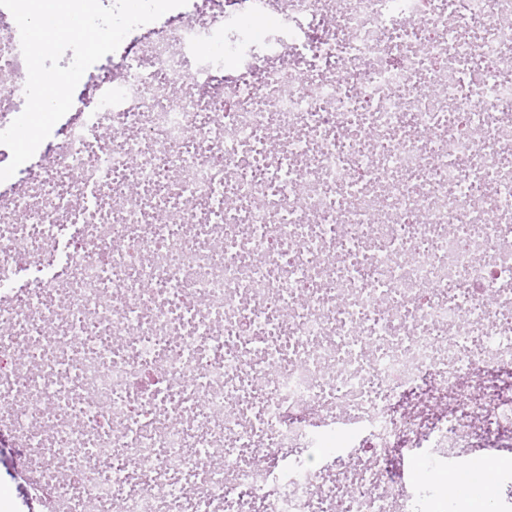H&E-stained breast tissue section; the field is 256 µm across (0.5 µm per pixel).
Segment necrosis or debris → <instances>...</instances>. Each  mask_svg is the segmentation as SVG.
Segmentation results:
<instances>
[{"label":"necrosis or debris","mask_w":512,"mask_h":512,"mask_svg":"<svg viewBox=\"0 0 512 512\" xmlns=\"http://www.w3.org/2000/svg\"><path fill=\"white\" fill-rule=\"evenodd\" d=\"M176 16L61 127L47 182L0 208L2 276L82 189L124 197L85 215L62 291L0 308V352L26 361L0 375V417L64 512H394L390 449L445 469L463 423L512 422V0H285L304 77L238 73L222 113L213 83L270 42L231 13ZM25 84L0 7V130ZM417 395L447 416L422 427ZM327 436L373 457L318 497L321 469L278 451ZM218 443L223 468L201 470Z\"/></svg>","instance_id":"1"}]
</instances>
